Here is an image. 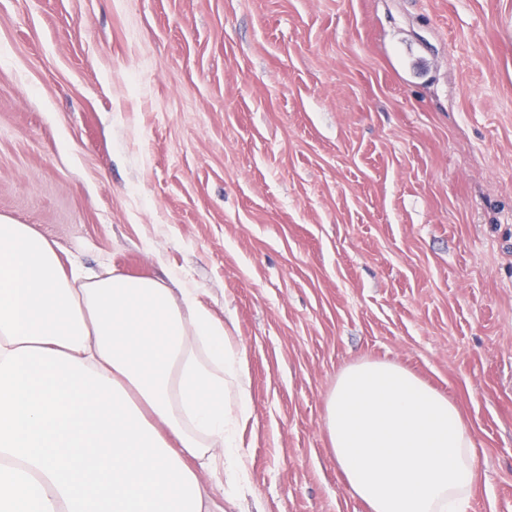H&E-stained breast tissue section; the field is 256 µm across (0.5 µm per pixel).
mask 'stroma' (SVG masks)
I'll list each match as a JSON object with an SVG mask.
<instances>
[{"label":"stroma","mask_w":512,"mask_h":512,"mask_svg":"<svg viewBox=\"0 0 512 512\" xmlns=\"http://www.w3.org/2000/svg\"><path fill=\"white\" fill-rule=\"evenodd\" d=\"M0 216L172 269L246 353L224 512H367L338 372L454 402L512 512V0H0Z\"/></svg>","instance_id":"stroma-1"}]
</instances>
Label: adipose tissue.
<instances>
[{"mask_svg":"<svg viewBox=\"0 0 512 512\" xmlns=\"http://www.w3.org/2000/svg\"><path fill=\"white\" fill-rule=\"evenodd\" d=\"M244 363L201 289L63 267L0 217V512H215L248 473ZM325 429L369 512H466L469 427L400 365L341 370ZM217 448L226 479L207 489Z\"/></svg>","mask_w":512,"mask_h":512,"instance_id":"1","label":"adipose tissue"}]
</instances>
